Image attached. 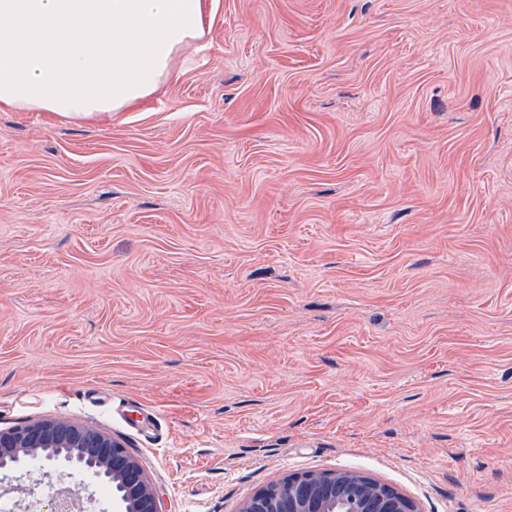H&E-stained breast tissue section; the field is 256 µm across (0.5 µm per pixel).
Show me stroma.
I'll return each instance as SVG.
<instances>
[{
  "mask_svg": "<svg viewBox=\"0 0 512 512\" xmlns=\"http://www.w3.org/2000/svg\"><path fill=\"white\" fill-rule=\"evenodd\" d=\"M173 69L0 110V429L110 434L163 512L339 469L512 512V0H214Z\"/></svg>",
  "mask_w": 512,
  "mask_h": 512,
  "instance_id": "obj_1",
  "label": "stroma"
}]
</instances>
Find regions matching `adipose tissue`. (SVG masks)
<instances>
[{
	"instance_id": "obj_1",
	"label": "adipose tissue",
	"mask_w": 512,
	"mask_h": 512,
	"mask_svg": "<svg viewBox=\"0 0 512 512\" xmlns=\"http://www.w3.org/2000/svg\"><path fill=\"white\" fill-rule=\"evenodd\" d=\"M209 17L208 0H0V107L74 122L126 111Z\"/></svg>"
}]
</instances>
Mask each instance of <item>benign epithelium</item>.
<instances>
[{
  "instance_id": "1",
  "label": "benign epithelium",
  "mask_w": 512,
  "mask_h": 512,
  "mask_svg": "<svg viewBox=\"0 0 512 512\" xmlns=\"http://www.w3.org/2000/svg\"><path fill=\"white\" fill-rule=\"evenodd\" d=\"M63 458L117 492L118 512H162L158 492L137 458L94 428L41 420L0 430V471L20 460ZM92 500L61 486L50 512H82ZM237 512H417L402 494L368 475L350 471L290 474L244 501Z\"/></svg>"
}]
</instances>
